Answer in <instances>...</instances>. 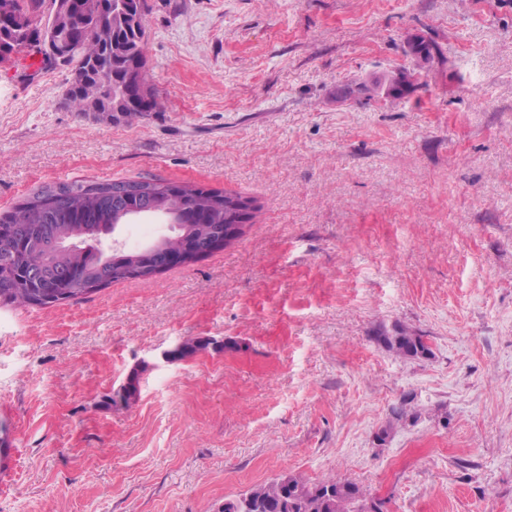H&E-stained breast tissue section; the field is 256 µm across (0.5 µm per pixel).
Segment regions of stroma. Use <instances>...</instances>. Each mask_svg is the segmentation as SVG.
I'll return each instance as SVG.
<instances>
[{
	"instance_id": "1",
	"label": "stroma",
	"mask_w": 512,
	"mask_h": 512,
	"mask_svg": "<svg viewBox=\"0 0 512 512\" xmlns=\"http://www.w3.org/2000/svg\"><path fill=\"white\" fill-rule=\"evenodd\" d=\"M148 3L166 109L135 124L71 112L67 68L0 66V212L142 178L256 211L196 262L0 308V512H222L286 473L512 512V0ZM403 67L401 99L333 96ZM396 326L430 356L376 342ZM201 337L223 352L164 358ZM406 53L423 64L433 62L440 55L436 43L424 37H416L415 41H409Z\"/></svg>"
}]
</instances>
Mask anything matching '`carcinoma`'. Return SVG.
I'll return each instance as SVG.
<instances>
[{"label": "carcinoma", "mask_w": 512, "mask_h": 512, "mask_svg": "<svg viewBox=\"0 0 512 512\" xmlns=\"http://www.w3.org/2000/svg\"><path fill=\"white\" fill-rule=\"evenodd\" d=\"M100 0H83L81 17L64 12L58 0H0V42L15 55H42L46 67L70 68L66 94L69 108L82 115L95 114L101 121L132 125L145 117L141 106L162 112L166 102L145 83L142 94L130 92L128 72L146 62L144 45L148 29L147 0H110L99 10ZM28 17L33 25L57 34L79 30L74 46L55 56L46 43L27 31L8 29L3 22ZM407 53L423 64L439 57L435 42L418 37L408 42ZM389 95L394 100L413 88L412 74L400 71L390 77ZM164 180H87L46 184L0 212V225L13 234L0 235V308L48 307L82 300L95 278L106 287L126 278L136 253L105 251L103 238L112 225L133 216L177 211L184 221L201 229L220 232L230 223L224 209V192ZM377 340L406 357L426 356L422 337L399 330ZM369 498L357 483L324 478L310 482L286 474L251 487L244 495L224 501L223 512H365Z\"/></svg>", "instance_id": "1"}]
</instances>
